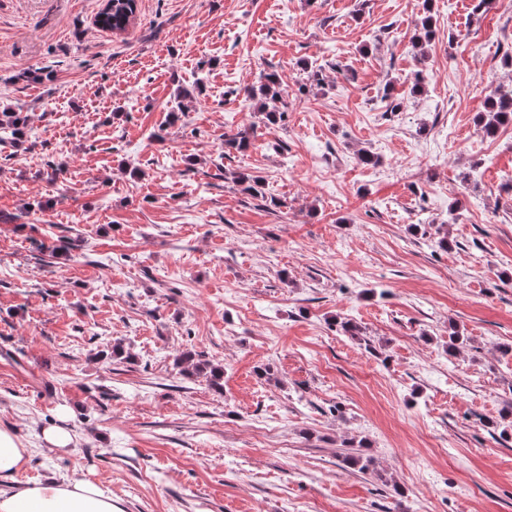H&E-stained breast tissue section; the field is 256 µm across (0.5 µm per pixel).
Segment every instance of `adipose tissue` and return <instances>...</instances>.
<instances>
[{"mask_svg": "<svg viewBox=\"0 0 512 512\" xmlns=\"http://www.w3.org/2000/svg\"><path fill=\"white\" fill-rule=\"evenodd\" d=\"M29 457L12 432L0 429V512H116L111 490L86 478L14 484Z\"/></svg>", "mask_w": 512, "mask_h": 512, "instance_id": "ef3b65f1", "label": "adipose tissue"}]
</instances>
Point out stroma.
I'll return each mask as SVG.
<instances>
[{
  "instance_id": "35a3bbf8",
  "label": "stroma",
  "mask_w": 512,
  "mask_h": 512,
  "mask_svg": "<svg viewBox=\"0 0 512 512\" xmlns=\"http://www.w3.org/2000/svg\"><path fill=\"white\" fill-rule=\"evenodd\" d=\"M104 3L0 0V110L29 118L0 142L17 482L79 475L119 512H512V124L483 129L512 0H432L421 47L423 0H138L122 33ZM270 71L275 125L245 94ZM58 422L41 430L42 441L52 449L62 450L69 448L73 443L74 434L68 425L70 413L67 408H61L58 412Z\"/></svg>"
}]
</instances>
